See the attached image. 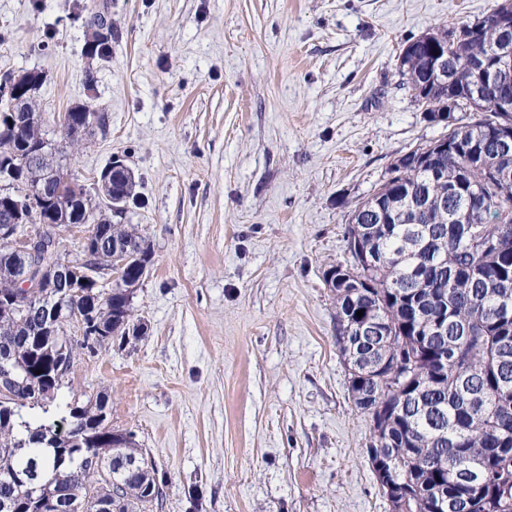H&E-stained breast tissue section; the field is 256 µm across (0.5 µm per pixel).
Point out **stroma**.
<instances>
[{
	"mask_svg": "<svg viewBox=\"0 0 512 512\" xmlns=\"http://www.w3.org/2000/svg\"><path fill=\"white\" fill-rule=\"evenodd\" d=\"M102 4L112 50L90 57ZM494 5L0 0V74L42 73L47 124L104 110L106 133L66 167L90 190L123 159L125 221L153 249L133 301L144 335L78 351L43 422L107 394L165 480L152 512H391L322 275L349 258L353 204L446 132L399 78L404 45Z\"/></svg>",
	"mask_w": 512,
	"mask_h": 512,
	"instance_id": "stroma-1",
	"label": "stroma"
}]
</instances>
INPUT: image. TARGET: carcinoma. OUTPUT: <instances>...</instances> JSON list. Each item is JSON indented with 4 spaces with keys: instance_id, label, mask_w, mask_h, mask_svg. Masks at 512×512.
Here are the masks:
<instances>
[{
    "instance_id": "cac0c4a2",
    "label": "carcinoma",
    "mask_w": 512,
    "mask_h": 512,
    "mask_svg": "<svg viewBox=\"0 0 512 512\" xmlns=\"http://www.w3.org/2000/svg\"><path fill=\"white\" fill-rule=\"evenodd\" d=\"M512 14V0H498L485 16L435 31L448 58L443 87L424 73L428 48L402 52L399 76L428 113L448 104L479 118L448 128L453 150L436 141L418 144L390 167L384 181L349 213L350 258L336 267L357 270L358 248L375 251L378 265L369 285L338 288L336 344L348 373L354 405L379 418L371 444L395 458L393 487L379 483L385 498L402 490L432 512L439 498L449 512H512V151L503 154L494 134L512 129V111L491 105L492 92L474 94V63H497L502 40L496 18ZM15 156L33 181L54 192L68 171L55 154L21 153L0 140V156ZM484 211L477 224L452 218L475 191ZM101 249L119 247L128 266L152 254L150 241L133 224H107ZM20 259L0 247V512H52L57 505L100 499L111 512H147L162 497L154 458L130 431L112 427L103 395L86 405H66L68 429L60 432L26 418L44 408L74 365L75 347L53 309L78 312L90 322L81 346L93 352L127 343L134 322L132 301L142 281L120 278L85 286L75 275L54 283L48 298L32 301L26 314L10 301ZM378 315L387 335L352 336L357 311ZM445 331L431 334L437 319ZM38 471L37 490L10 480L18 469Z\"/></svg>"
}]
</instances>
